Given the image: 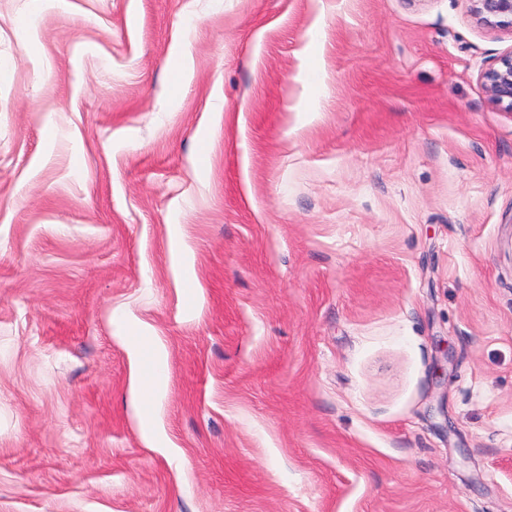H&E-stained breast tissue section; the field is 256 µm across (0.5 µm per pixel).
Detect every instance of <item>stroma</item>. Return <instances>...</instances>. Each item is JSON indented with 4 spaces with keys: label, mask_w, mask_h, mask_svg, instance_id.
Returning a JSON list of instances; mask_svg holds the SVG:
<instances>
[{
    "label": "stroma",
    "mask_w": 512,
    "mask_h": 512,
    "mask_svg": "<svg viewBox=\"0 0 512 512\" xmlns=\"http://www.w3.org/2000/svg\"><path fill=\"white\" fill-rule=\"evenodd\" d=\"M511 52L470 0H0V512H512ZM492 103L512 111V52L480 74Z\"/></svg>",
    "instance_id": "stroma-1"
}]
</instances>
